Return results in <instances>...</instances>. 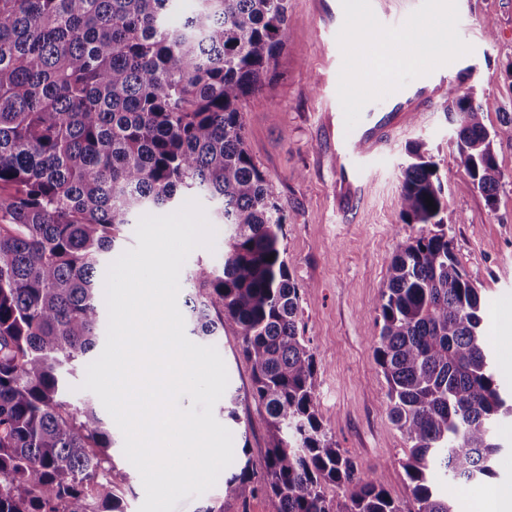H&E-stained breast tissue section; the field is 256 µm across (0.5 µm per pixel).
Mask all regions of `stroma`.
<instances>
[{
  "label": "stroma",
  "instance_id": "1",
  "mask_svg": "<svg viewBox=\"0 0 512 512\" xmlns=\"http://www.w3.org/2000/svg\"><path fill=\"white\" fill-rule=\"evenodd\" d=\"M286 46L270 87L244 104L248 148L275 183L290 216L281 245L292 276L305 290L299 327L320 368L318 416L329 436L367 474L381 477L391 495L412 499L402 463L409 444L389 418L387 385L373 353L380 324L377 306L397 244L418 236L420 227L401 223L402 168L407 149L427 143L438 166L451 221L448 236L467 274L484 297V327L495 377L512 388V142L496 144L504 173L496 209L479 192H460L466 177L453 137L454 115L440 105L400 135L370 176V193L359 211L336 212L335 171L319 158L323 146L317 115L330 87L317 85L324 51L311 0H290ZM494 38H487L486 29ZM448 29L457 44L448 58V77L460 90L476 89L486 127L498 126L512 112V0H449ZM229 392L238 396L237 420L225 418L223 403L214 416L233 436L234 460L224 476L245 463L261 465L267 442L264 418L251 397L250 367L238 337L217 345ZM502 444L494 477L466 487L439 478L453 498L475 499L488 491L512 495V416L496 423ZM220 500L224 512H269L265 496L246 483L225 497L219 481L198 496L180 500L174 512H199Z\"/></svg>",
  "mask_w": 512,
  "mask_h": 512
}]
</instances>
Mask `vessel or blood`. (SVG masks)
Instances as JSON below:
<instances>
[{
    "label": "vessel or blood",
    "instance_id": "b4317fda",
    "mask_svg": "<svg viewBox=\"0 0 512 512\" xmlns=\"http://www.w3.org/2000/svg\"><path fill=\"white\" fill-rule=\"evenodd\" d=\"M321 27L328 72L358 68L363 58L375 60L377 68L388 64L375 43H366L362 57H351L344 40L352 23L347 0H313ZM363 8L374 28L390 33L399 26L400 15L390 0H364ZM448 90V71L441 68L393 83L390 91L371 99L363 111H346L347 96L327 99L320 115L324 150L336 167V205L347 215L362 206L368 190V172L374 160L404 131L409 122L444 100Z\"/></svg>",
    "mask_w": 512,
    "mask_h": 512
}]
</instances>
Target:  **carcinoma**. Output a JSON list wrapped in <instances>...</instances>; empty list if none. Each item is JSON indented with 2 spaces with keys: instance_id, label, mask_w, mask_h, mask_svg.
Masks as SVG:
<instances>
[{
  "instance_id": "1",
  "label": "carcinoma",
  "mask_w": 512,
  "mask_h": 512,
  "mask_svg": "<svg viewBox=\"0 0 512 512\" xmlns=\"http://www.w3.org/2000/svg\"><path fill=\"white\" fill-rule=\"evenodd\" d=\"M289 22L288 0L183 11L176 0H0V512H125L110 431L94 403L64 397L59 371L96 347L102 254L138 214L188 193L225 228L222 266L188 278L191 334L239 337L268 430L260 470L248 462L226 478L227 495L250 479L270 512H455L433 471L461 485L495 475L493 426L512 402L422 142L400 201L401 222L421 233L396 247L373 340L390 418L410 443L413 505L322 428L319 369L299 329L304 291L281 248L286 213L242 112L270 81ZM448 111L467 175L457 190L493 208L504 179L494 144L512 142V113L488 130L474 93L451 81Z\"/></svg>"
}]
</instances>
